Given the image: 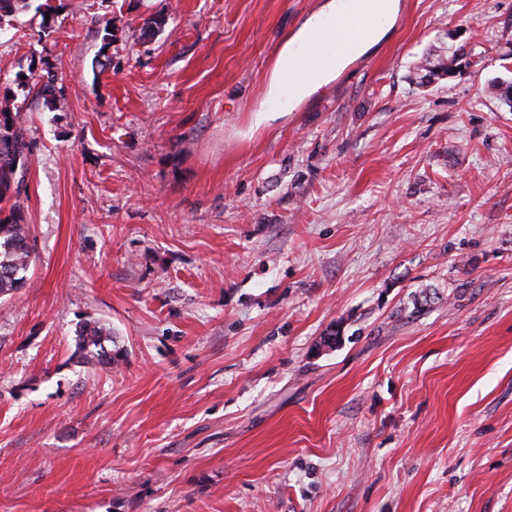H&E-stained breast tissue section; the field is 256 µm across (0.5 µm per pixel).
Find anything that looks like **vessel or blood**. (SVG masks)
I'll return each instance as SVG.
<instances>
[{
	"instance_id": "b4317fda",
	"label": "vessel or blood",
	"mask_w": 512,
	"mask_h": 512,
	"mask_svg": "<svg viewBox=\"0 0 512 512\" xmlns=\"http://www.w3.org/2000/svg\"><path fill=\"white\" fill-rule=\"evenodd\" d=\"M387 16L375 13L370 8L369 0H352L349 14L328 22V34L319 38L308 50V63L322 67L324 52L327 48H335L338 54H352L356 44L364 40L375 29L385 25Z\"/></svg>"
}]
</instances>
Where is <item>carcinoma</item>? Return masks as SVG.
Returning <instances> with one entry per match:
<instances>
[{"label": "carcinoma", "instance_id": "carcinoma-1", "mask_svg": "<svg viewBox=\"0 0 512 512\" xmlns=\"http://www.w3.org/2000/svg\"><path fill=\"white\" fill-rule=\"evenodd\" d=\"M33 0H0V27L9 23L16 13L27 9ZM42 32L52 29L56 7L43 0L36 7ZM458 51L451 55L438 54L425 59L424 65L444 71L454 67ZM21 88H38L50 108L62 111L66 100L55 84V75L31 73L17 77ZM31 165V155L21 112L10 108L9 98L0 101V298L11 295L24 283L32 263L34 244L24 224L25 200L23 183ZM76 344L84 358L102 368H110L125 357V351L115 345L111 328L98 320H86L76 330Z\"/></svg>", "mask_w": 512, "mask_h": 512}]
</instances>
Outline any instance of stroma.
Wrapping results in <instances>:
<instances>
[{"label":"stroma","mask_w":512,"mask_h":512,"mask_svg":"<svg viewBox=\"0 0 512 512\" xmlns=\"http://www.w3.org/2000/svg\"><path fill=\"white\" fill-rule=\"evenodd\" d=\"M54 3L0 31V89L51 71L68 102L16 99L0 512H512V0H398L260 128L324 0ZM90 318L118 367L77 352ZM346 0H328L321 10L313 14L304 27L291 40H287L273 68L269 96L277 102V109H261L253 112V124L255 127L265 126L288 114L292 103L302 97L316 92L327 83L328 74L336 71V60L326 69L318 70L309 78L297 82L296 71L305 63L304 59H298L299 51L315 38L322 34L324 21L336 17L346 8ZM0 101V298L24 283L32 263L34 244L24 224L23 183L31 155L21 112Z\"/></svg>","instance_id":"obj_1"}]
</instances>
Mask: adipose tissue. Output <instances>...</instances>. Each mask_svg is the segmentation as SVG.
<instances>
[{"mask_svg": "<svg viewBox=\"0 0 512 512\" xmlns=\"http://www.w3.org/2000/svg\"><path fill=\"white\" fill-rule=\"evenodd\" d=\"M346 8V0H327L321 10L313 14L304 27L287 41L273 68L269 95L277 102L276 109H262L253 115L254 126L260 127L285 117L292 103L316 92L328 79L327 70H319L305 80H297L296 72L303 66L298 55L302 48L313 43L321 35L326 19L335 17Z\"/></svg>", "mask_w": 512, "mask_h": 512, "instance_id": "1", "label": "adipose tissue"}]
</instances>
